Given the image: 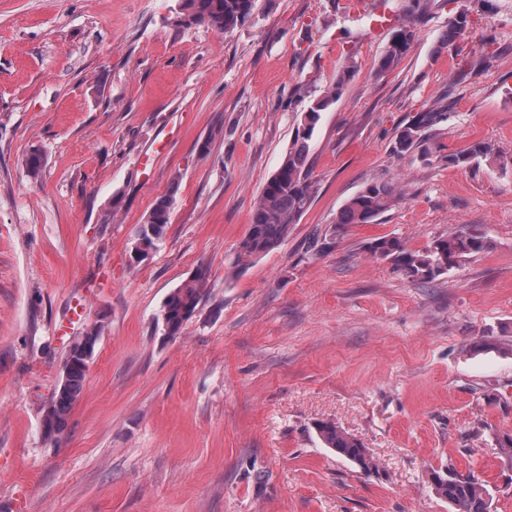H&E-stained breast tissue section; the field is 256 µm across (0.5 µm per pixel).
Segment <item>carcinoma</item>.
<instances>
[{
	"instance_id": "1",
	"label": "carcinoma",
	"mask_w": 512,
	"mask_h": 512,
	"mask_svg": "<svg viewBox=\"0 0 512 512\" xmlns=\"http://www.w3.org/2000/svg\"><path fill=\"white\" fill-rule=\"evenodd\" d=\"M257 0H180L176 22L190 27L205 24L224 33L244 25L253 15ZM469 25L468 14L459 12L448 22L443 41L450 45ZM414 21L393 27L386 53L379 65L380 72L394 68L409 50L414 40ZM352 66L344 67L336 84L321 97L310 100L304 110L291 147L277 170L267 180L255 204L252 224L241 241L235 257L238 267L251 265L258 257L278 248L288 237L291 226L306 211L316 192L309 169L310 141L320 120L321 112L332 105L340 95ZM442 119V113L422 112L397 134L396 151L425 159L432 155L429 130ZM461 167L475 162L495 163L507 168L494 148L485 142H476L468 150L448 156ZM176 190L157 199L144 222L139 225L131 251L136 260H142L165 238L171 213L176 202ZM400 193L390 182L372 181L351 197L336 218V229L349 224H370L389 210ZM487 247V235L476 226L464 225L458 230L435 239L422 251H415L397 238H381L371 243L369 252L387 259L411 281L429 282L448 271L460 259L477 254ZM209 269L200 266L167 297L162 309V323L166 335L179 336L186 323L194 316L206 295ZM88 370L80 359H74L64 386H56L48 408L52 414V430L48 440L58 439L65 432L71 410L83 392ZM316 433L327 448L349 461L360 472L379 473V464L364 444L339 429L335 423L321 421ZM435 491L448 500L453 512H491V494L475 476L464 475L453 467L432 470L430 474Z\"/></svg>"
}]
</instances>
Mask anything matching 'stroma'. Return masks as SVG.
<instances>
[{"mask_svg":"<svg viewBox=\"0 0 512 512\" xmlns=\"http://www.w3.org/2000/svg\"><path fill=\"white\" fill-rule=\"evenodd\" d=\"M178 0H0V512H452L428 476L455 466L512 512V167L462 168L475 142L512 157V0H435L399 64L350 0H257L222 33ZM469 25L441 44L460 10ZM318 190L276 250L236 249L309 100ZM421 161L395 152L417 113ZM45 158L39 179L24 162ZM403 193L336 230L372 180ZM175 193L144 261L135 233ZM481 226L487 248L425 283L372 257ZM181 335L167 296L199 266ZM79 321L58 326L74 307ZM102 321L58 444L41 429L71 341ZM332 421L381 465L359 472L315 433ZM441 111L421 112L397 134L396 151L402 155L426 159L433 153L429 130L442 119ZM209 269L200 266L167 297L162 309V323L167 336H179L186 323L194 316L206 295Z\"/></svg>","mask_w":512,"mask_h":512,"instance_id":"35a3bbf8","label":"stroma"}]
</instances>
